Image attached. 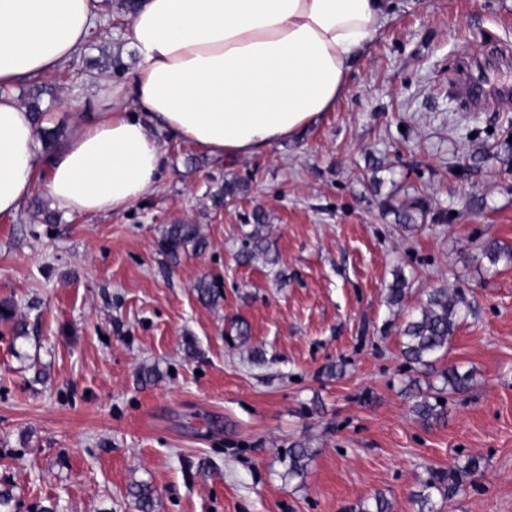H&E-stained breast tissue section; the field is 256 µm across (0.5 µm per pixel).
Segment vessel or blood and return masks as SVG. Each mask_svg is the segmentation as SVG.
Wrapping results in <instances>:
<instances>
[{
  "label": "vessel or blood",
  "mask_w": 512,
  "mask_h": 512,
  "mask_svg": "<svg viewBox=\"0 0 512 512\" xmlns=\"http://www.w3.org/2000/svg\"><path fill=\"white\" fill-rule=\"evenodd\" d=\"M512 47L490 45L480 59H463L451 80L453 88L475 110L499 107L512 101Z\"/></svg>",
  "instance_id": "vessel-or-blood-1"
}]
</instances>
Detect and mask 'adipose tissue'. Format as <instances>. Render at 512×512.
Instances as JSON below:
<instances>
[{"mask_svg":"<svg viewBox=\"0 0 512 512\" xmlns=\"http://www.w3.org/2000/svg\"><path fill=\"white\" fill-rule=\"evenodd\" d=\"M394 0H141L127 37L130 84L100 78L96 105L50 157L12 93L82 53L102 0H0V216L37 184L70 214L119 212L155 186L164 151L150 125L243 157L294 138L347 90Z\"/></svg>","mask_w":512,"mask_h":512,"instance_id":"1","label":"adipose tissue"}]
</instances>
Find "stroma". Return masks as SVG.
Instances as JSON below:
<instances>
[{"instance_id":"1","label":"stroma","mask_w":512,"mask_h":512,"mask_svg":"<svg viewBox=\"0 0 512 512\" xmlns=\"http://www.w3.org/2000/svg\"><path fill=\"white\" fill-rule=\"evenodd\" d=\"M494 43L512 45V0H397L347 93L297 138L219 161L162 131L158 185L129 211L70 215L37 187L0 217V512H139L137 483L153 512H352L378 492L416 512L427 469L466 456L485 469L437 512H512V263L473 258L512 247V108L475 112L448 88L461 52ZM104 44L131 81L125 28L99 26L43 77L49 126L78 121L67 99H92ZM232 178L247 194L215 206ZM416 197L401 231L389 207ZM257 208L270 251L242 265ZM181 223L207 246L173 265L159 241ZM204 274L217 304L192 289ZM436 287L467 313L443 362L475 379L425 426L400 328ZM296 441L313 451L301 479ZM482 259H487L490 265H498L500 262L506 264L512 261V247L502 246L496 241H487L479 245ZM312 458V451L303 442H297L288 452V476L302 478Z\"/></svg>"}]
</instances>
